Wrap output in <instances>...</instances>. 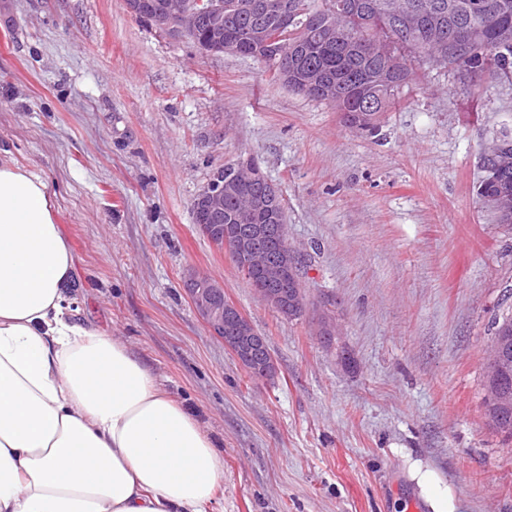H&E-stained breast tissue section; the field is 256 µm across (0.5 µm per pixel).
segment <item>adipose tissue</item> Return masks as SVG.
Wrapping results in <instances>:
<instances>
[{"instance_id":"obj_1","label":"adipose tissue","mask_w":512,"mask_h":512,"mask_svg":"<svg viewBox=\"0 0 512 512\" xmlns=\"http://www.w3.org/2000/svg\"><path fill=\"white\" fill-rule=\"evenodd\" d=\"M56 214L0 159V512H208L223 456L120 339L74 320Z\"/></svg>"}]
</instances>
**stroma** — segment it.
<instances>
[{
	"label": "stroma",
	"instance_id": "obj_1",
	"mask_svg": "<svg viewBox=\"0 0 512 512\" xmlns=\"http://www.w3.org/2000/svg\"><path fill=\"white\" fill-rule=\"evenodd\" d=\"M409 66L370 134L124 0H0V149L55 195L77 320L122 339L218 445L209 512H512V440L483 403L484 353L512 313V227L478 198L485 155L512 134V85ZM240 159L282 191L306 260L299 319L194 222L195 198ZM191 265L266 337L274 380L202 322ZM247 278L253 288L259 292L262 301L282 317L289 320L298 319L300 316L288 318V313H305L307 304L302 296L303 292L299 288H296V293L288 296L274 290L260 293L264 288H269L268 282L257 275L248 276Z\"/></svg>",
	"mask_w": 512,
	"mask_h": 512
}]
</instances>
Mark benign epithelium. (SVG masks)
I'll list each match as a JSON object with an SVG mask.
<instances>
[{"mask_svg":"<svg viewBox=\"0 0 512 512\" xmlns=\"http://www.w3.org/2000/svg\"><path fill=\"white\" fill-rule=\"evenodd\" d=\"M393 27L406 33L416 28L419 7L416 0H404L401 8L389 12ZM152 25L174 39L192 38L197 48L205 55L238 54L258 59L274 58L279 47L278 40L260 27L253 34L252 49L236 40L224 38V0H164L151 14ZM209 28L208 40L196 39L200 22ZM231 191L246 200V205L236 211L235 223L223 224L224 182L212 181L195 198L193 208L198 223L203 225L206 235H215L222 244H232L235 259L243 274L259 272L270 282L279 281L284 273L295 267L300 254L288 246L287 225L275 229L265 224H254L255 212L274 206L281 197L277 185L269 181L260 169L248 163L241 164L230 177ZM278 231L285 249L272 257L261 243ZM183 287L194 308L205 325L224 341L248 373L255 379L270 381L278 373V367L267 342L224 297V285L210 274L190 266L182 272ZM262 301L282 317L296 312L302 314L307 304L303 292L284 295L270 290L260 294ZM487 374L490 382L485 399L488 407L498 412L512 409V395L500 385L503 375L512 371V354L507 345L500 342L490 347L487 355Z\"/></svg>","mask_w":512,"mask_h":512,"instance_id":"obj_1","label":"benign epithelium"}]
</instances>
